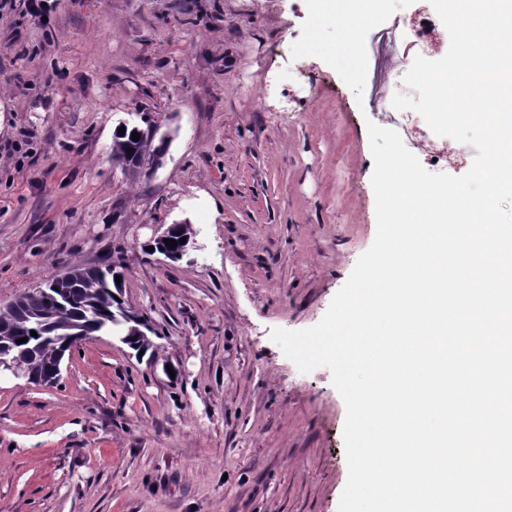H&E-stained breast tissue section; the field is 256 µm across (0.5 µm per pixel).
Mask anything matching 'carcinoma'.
<instances>
[{
    "instance_id": "cac0c4a2",
    "label": "carcinoma",
    "mask_w": 512,
    "mask_h": 512,
    "mask_svg": "<svg viewBox=\"0 0 512 512\" xmlns=\"http://www.w3.org/2000/svg\"><path fill=\"white\" fill-rule=\"evenodd\" d=\"M152 138L149 132L132 140V131L125 130L115 135L112 144V160L127 164L130 175L138 174L137 158H145L150 150ZM71 274L66 285L69 298L62 301L54 298L53 283L43 288L18 295L22 304L0 306V337L7 336L14 344L18 358L26 360L28 349L35 348L33 366L43 371L49 368L56 358L57 346H37L38 337L54 336H96L108 334L112 329V315L119 311L124 301L112 296V268L75 264L68 268ZM35 331L37 336L30 335ZM28 338L25 343L16 340Z\"/></svg>"
}]
</instances>
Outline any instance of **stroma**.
<instances>
[{
    "mask_svg": "<svg viewBox=\"0 0 512 512\" xmlns=\"http://www.w3.org/2000/svg\"><path fill=\"white\" fill-rule=\"evenodd\" d=\"M52 5L0 16V304L112 265L155 357L101 334L53 386L1 376L0 512H339L345 403L271 332L317 324L374 241L367 125L398 118L429 0L352 33L314 0ZM347 38L349 68L309 50ZM124 124L170 134L153 175L113 162ZM183 219L195 249L146 252ZM427 21V24H423ZM434 22L426 16H420L416 21H413L405 39L409 49L415 51H425L432 43V37L435 32ZM173 225H182V226H188L192 233L190 235H188V237L186 238V241L184 243V246L183 248L176 252V253H171L169 252L168 250L165 249L164 247V239H168L169 237V232L172 228ZM195 235L196 233L192 230V225L190 223H188L187 221H183V222H178V223H175V224H170L160 235L156 236L153 238V241H155L157 243V246H158V249L156 248L152 254H160V255H163L165 258L167 259H170V260H178V259H181L185 254H187V252L192 249V248H196V240H195Z\"/></svg>",
    "mask_w": 512,
    "mask_h": 512,
    "instance_id": "stroma-1",
    "label": "stroma"
}]
</instances>
